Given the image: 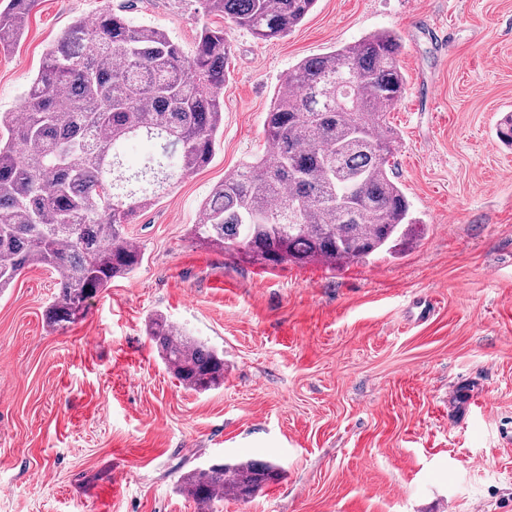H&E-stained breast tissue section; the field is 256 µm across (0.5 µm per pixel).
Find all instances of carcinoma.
<instances>
[{
    "label": "carcinoma",
    "mask_w": 512,
    "mask_h": 512,
    "mask_svg": "<svg viewBox=\"0 0 512 512\" xmlns=\"http://www.w3.org/2000/svg\"><path fill=\"white\" fill-rule=\"evenodd\" d=\"M209 11L259 39L282 37L317 0H205ZM37 0H7L0 52L20 40ZM403 43L373 33L301 60L265 119L270 155L216 184L193 226L202 244L273 268L334 267L395 254L413 232L410 203L392 175L388 112L402 99ZM231 45L201 29L185 54L159 26L125 9L75 20L46 53L23 115L0 113V291L32 266L52 269L50 326L144 261L125 225L159 201L178 174L207 166L224 123ZM151 145L136 160L132 147ZM147 336L166 369L198 393L224 383V354L155 314ZM280 476L272 462L212 463L183 473L178 491L198 512L247 501Z\"/></svg>",
    "instance_id": "1"
}]
</instances>
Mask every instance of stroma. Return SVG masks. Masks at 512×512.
Wrapping results in <instances>:
<instances>
[{"instance_id": "obj_1", "label": "stroma", "mask_w": 512, "mask_h": 512, "mask_svg": "<svg viewBox=\"0 0 512 512\" xmlns=\"http://www.w3.org/2000/svg\"><path fill=\"white\" fill-rule=\"evenodd\" d=\"M124 0H40L0 52V113L22 108L78 18ZM127 15L192 50L232 44L208 166L126 225L145 253L63 330L31 267L0 292V512H196L181 473L271 461L281 476L215 512H512V0H317L260 40L204 0H134ZM403 40L390 113L398 180L424 232L398 257L272 268L200 245L191 227L224 176L269 153L288 72L379 31ZM432 312L420 317L423 304ZM224 353V383L185 389L149 315Z\"/></svg>"}]
</instances>
